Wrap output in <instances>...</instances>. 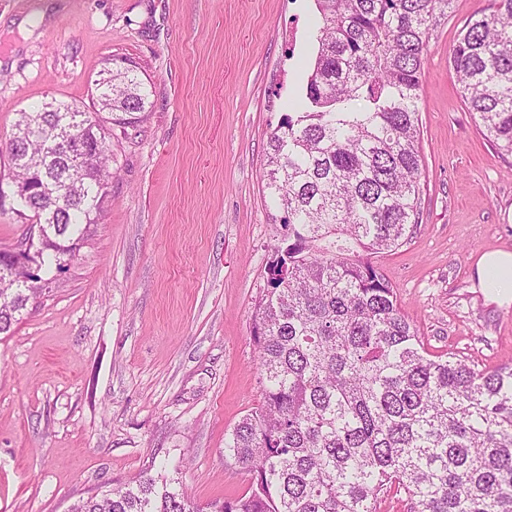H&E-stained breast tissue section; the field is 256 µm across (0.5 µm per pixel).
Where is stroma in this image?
Segmentation results:
<instances>
[{
	"instance_id": "obj_1",
	"label": "stroma",
	"mask_w": 512,
	"mask_h": 512,
	"mask_svg": "<svg viewBox=\"0 0 512 512\" xmlns=\"http://www.w3.org/2000/svg\"><path fill=\"white\" fill-rule=\"evenodd\" d=\"M490 9L454 0L430 39L420 218L375 259L425 346L479 368L512 366V304L473 277L512 249V156L484 138L448 52ZM320 23L314 0H0V136L44 101L92 109L110 58L137 62L151 100L134 127L100 113L112 201L0 336V512H68L167 464L203 507L247 489L225 442L261 401L251 317L283 233L268 137L305 101Z\"/></svg>"
}]
</instances>
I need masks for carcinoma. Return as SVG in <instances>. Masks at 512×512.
I'll return each mask as SVG.
<instances>
[{
  "label": "carcinoma",
  "mask_w": 512,
  "mask_h": 512,
  "mask_svg": "<svg viewBox=\"0 0 512 512\" xmlns=\"http://www.w3.org/2000/svg\"><path fill=\"white\" fill-rule=\"evenodd\" d=\"M315 2L307 107L268 141L263 188L285 234L252 314L262 401L226 442L249 488L210 508L378 512L395 492L415 512H512V368L429 351L373 262L419 220L425 55L454 0ZM448 63L484 136L512 155V0L472 17ZM100 75V109L137 123L150 104L137 66ZM107 140L96 113L52 100L17 112L0 141L13 177L35 188L27 212L43 232L29 252L0 248V334L37 302L16 278L62 270L100 223ZM177 484L146 472L70 512H204Z\"/></svg>",
  "instance_id": "1"
}]
</instances>
